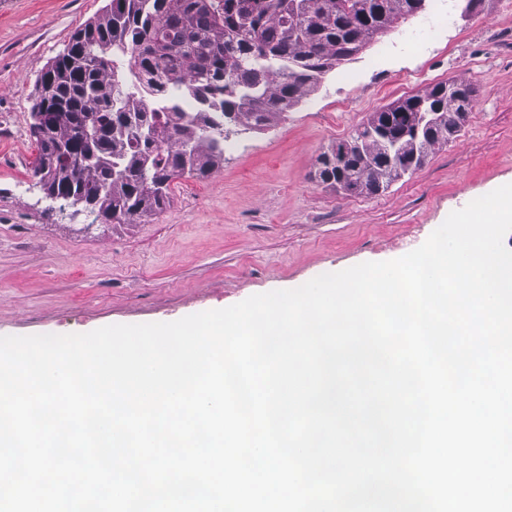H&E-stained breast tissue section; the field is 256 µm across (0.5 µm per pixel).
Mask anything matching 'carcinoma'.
Listing matches in <instances>:
<instances>
[{
	"label": "carcinoma",
	"instance_id": "obj_1",
	"mask_svg": "<svg viewBox=\"0 0 512 512\" xmlns=\"http://www.w3.org/2000/svg\"><path fill=\"white\" fill-rule=\"evenodd\" d=\"M359 2L110 0L42 68L32 112L40 147L33 176L61 205L81 200L114 224L162 210L173 179L204 177L224 162L226 126L245 133L270 125L352 57L350 42L369 25L383 33L400 19V0H375L381 14L365 19ZM168 83L171 97L194 98L200 110H143L145 95ZM421 99L448 103V84L383 108L391 134L415 121ZM449 142L446 127L406 139L400 162L415 170ZM345 168L367 193L389 186L373 141Z\"/></svg>",
	"mask_w": 512,
	"mask_h": 512
}]
</instances>
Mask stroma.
Returning <instances> with one entry per match:
<instances>
[{
    "label": "stroma",
    "instance_id": "obj_1",
    "mask_svg": "<svg viewBox=\"0 0 512 512\" xmlns=\"http://www.w3.org/2000/svg\"><path fill=\"white\" fill-rule=\"evenodd\" d=\"M110 0H0V336L172 322L399 258L456 210L512 184V0H425L261 131L230 134L207 177L112 224L59 209L33 169L42 68ZM448 27L430 29L438 11ZM456 79L475 96L456 141L377 194L323 184L317 159L382 107Z\"/></svg>",
    "mask_w": 512,
    "mask_h": 512
}]
</instances>
